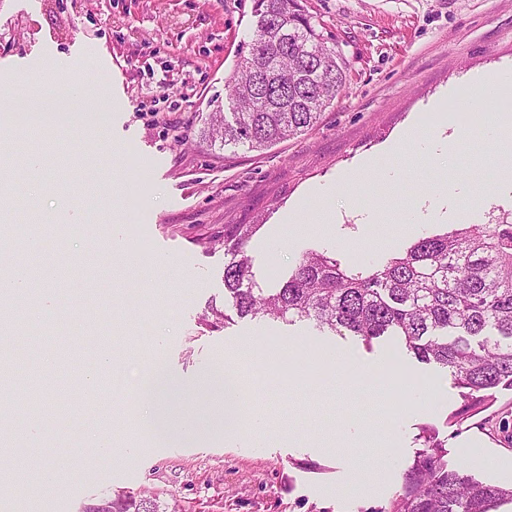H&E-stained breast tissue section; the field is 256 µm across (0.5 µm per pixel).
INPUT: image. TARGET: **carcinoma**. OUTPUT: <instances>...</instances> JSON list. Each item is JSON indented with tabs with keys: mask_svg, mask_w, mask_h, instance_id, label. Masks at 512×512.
Instances as JSON below:
<instances>
[{
	"mask_svg": "<svg viewBox=\"0 0 512 512\" xmlns=\"http://www.w3.org/2000/svg\"><path fill=\"white\" fill-rule=\"evenodd\" d=\"M248 54L225 78L233 111L209 116L208 136L224 148H271L312 129L344 91L347 63L328 45L301 0H254ZM258 224L224 225V305H208L204 328L232 316L312 319L366 345L395 336L419 362L448 371L465 409L512 390V213L460 224L419 239L379 264L347 268L336 255L308 251L275 288H258L248 245ZM395 496L377 512H494L512 486L485 483L430 427ZM95 512H177L152 494L119 490L90 500Z\"/></svg>",
	"mask_w": 512,
	"mask_h": 512,
	"instance_id": "1",
	"label": "carcinoma"
}]
</instances>
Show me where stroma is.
Here are the masks:
<instances>
[{"instance_id":"stroma-1","label":"stroma","mask_w":512,"mask_h":512,"mask_svg":"<svg viewBox=\"0 0 512 512\" xmlns=\"http://www.w3.org/2000/svg\"><path fill=\"white\" fill-rule=\"evenodd\" d=\"M348 63L343 93L304 134L263 150L211 145L210 112L228 109L224 81L247 54L253 0H0V115L38 99L39 81L78 93L59 129L31 114L0 128L13 161L0 169L21 238L11 262L46 268L41 297L19 304L0 365L23 393L41 383L47 408L20 409L0 450V512H80L115 490L174 494L181 512H379L412 462L421 427L449 462L512 484V391L463 415L450 373L403 344L365 345L318 329L235 319L199 321L224 297V227L255 224L258 287H274L302 252L372 265L418 239L512 210V152L474 141L478 115L512 112V84L481 114L459 111L474 77L512 71V0H303ZM441 149L424 152L427 137ZM450 183L452 212L412 218ZM149 250L140 253L139 240ZM37 241L38 252L28 244ZM84 374L114 360L92 396L59 390L60 344ZM340 358L295 380L274 371V345ZM163 359L176 381L174 436L142 433L128 397ZM252 372L241 424L225 432L214 384L225 360ZM408 384L390 415L393 375ZM193 438L177 436L180 428ZM112 440L94 449L98 435ZM484 461L471 465L470 449ZM66 472L37 497L36 471Z\"/></svg>"}]
</instances>
